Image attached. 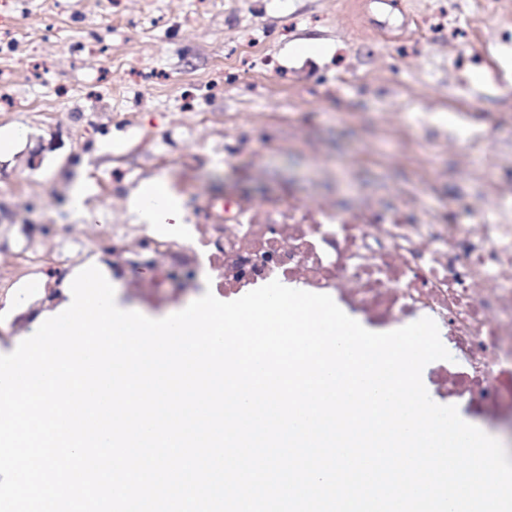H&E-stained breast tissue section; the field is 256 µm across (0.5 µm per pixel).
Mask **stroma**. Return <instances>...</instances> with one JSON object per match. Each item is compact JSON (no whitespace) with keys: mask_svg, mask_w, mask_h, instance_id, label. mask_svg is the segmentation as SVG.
Returning <instances> with one entry per match:
<instances>
[{"mask_svg":"<svg viewBox=\"0 0 512 512\" xmlns=\"http://www.w3.org/2000/svg\"><path fill=\"white\" fill-rule=\"evenodd\" d=\"M100 0H9L29 67L0 56L22 105L0 108V130L21 136L0 155V248L21 252L12 225L92 224L129 215L125 182L167 175L180 201L215 192L255 207L291 197L353 211L382 198L469 225L512 223V0H121L122 22ZM223 87L185 106L190 84ZM154 128L157 141L140 134ZM41 149L37 167L27 156ZM98 201L68 205L74 178Z\"/></svg>","mask_w":512,"mask_h":512,"instance_id":"35a3bbf8","label":"stroma"}]
</instances>
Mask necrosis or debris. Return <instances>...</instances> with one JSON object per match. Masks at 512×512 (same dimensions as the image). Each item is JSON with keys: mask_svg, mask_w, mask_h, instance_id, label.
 Here are the masks:
<instances>
[{"mask_svg": "<svg viewBox=\"0 0 512 512\" xmlns=\"http://www.w3.org/2000/svg\"><path fill=\"white\" fill-rule=\"evenodd\" d=\"M193 224H103L112 275L155 309L178 305L168 282L233 301L272 280L330 295L364 328L433 318L451 354L427 372L442 402L469 416H512V224H446L402 201L344 214L328 205L210 200Z\"/></svg>", "mask_w": 512, "mask_h": 512, "instance_id": "1", "label": "necrosis or debris"}]
</instances>
